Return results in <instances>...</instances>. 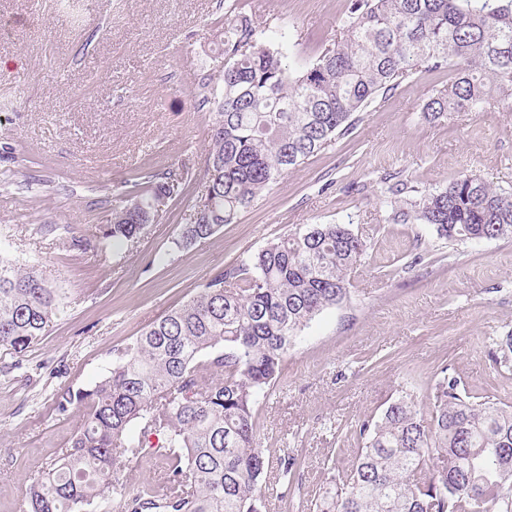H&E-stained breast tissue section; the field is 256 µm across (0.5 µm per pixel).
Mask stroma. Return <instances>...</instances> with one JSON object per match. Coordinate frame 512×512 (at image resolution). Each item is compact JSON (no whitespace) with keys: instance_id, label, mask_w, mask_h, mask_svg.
I'll list each match as a JSON object with an SVG mask.
<instances>
[{"instance_id":"1","label":"stroma","mask_w":512,"mask_h":512,"mask_svg":"<svg viewBox=\"0 0 512 512\" xmlns=\"http://www.w3.org/2000/svg\"><path fill=\"white\" fill-rule=\"evenodd\" d=\"M232 0H0V250L38 264L65 296L25 367L0 353V512H16L26 477L82 421L53 401L90 385L114 349L192 297L217 271L299 224H347L370 242L351 298L325 309L285 357L261 404L271 462L298 454L287 499L269 489L264 512H310L330 470L350 469L353 430L411 378L449 366L472 393L512 406V368L490 337L512 334V240L448 242L426 224H396L386 175L435 189L477 174L512 193V110L432 121L423 106L447 74L421 72L379 97L355 128L290 170L206 242L173 241L205 190L208 114L223 89L216 20ZM350 0H251L266 36L289 28L290 64L331 44ZM193 72L184 75V61ZM174 165L182 182L157 220L116 251L100 233L114 196L137 172ZM85 249L75 250L71 238Z\"/></svg>"}]
</instances>
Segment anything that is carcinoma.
<instances>
[{
    "mask_svg": "<svg viewBox=\"0 0 512 512\" xmlns=\"http://www.w3.org/2000/svg\"><path fill=\"white\" fill-rule=\"evenodd\" d=\"M224 29L223 95L209 113L207 185L175 245L186 249L235 224L261 194L325 149L354 115L426 71H453L424 107L433 120L483 112L493 93L512 99V0H350L333 43L309 63L287 64L288 29L265 45L248 0ZM183 172L134 181L115 199L102 238L131 242L157 215ZM393 218L428 224L447 240L512 238V194L476 174L400 200ZM369 249L346 224H302L243 253L181 306L115 352L88 388L56 396L83 423L67 447L27 480L22 512H262L269 469L258 407L275 390L289 347L323 310L343 304ZM65 308L62 290L35 264L0 251V348L22 357ZM353 467L315 512H512V406L460 386L448 366L398 390L357 425ZM163 481L129 488L124 461L145 447ZM298 457L279 459L288 495Z\"/></svg>",
    "mask_w": 512,
    "mask_h": 512,
    "instance_id": "1",
    "label": "carcinoma"
}]
</instances>
